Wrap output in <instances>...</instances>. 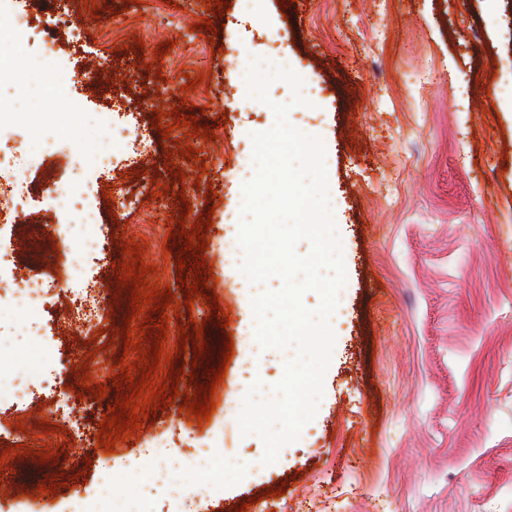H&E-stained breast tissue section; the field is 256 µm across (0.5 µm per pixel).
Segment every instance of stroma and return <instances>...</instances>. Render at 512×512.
I'll return each mask as SVG.
<instances>
[{"mask_svg":"<svg viewBox=\"0 0 512 512\" xmlns=\"http://www.w3.org/2000/svg\"><path fill=\"white\" fill-rule=\"evenodd\" d=\"M107 20H82L84 54L73 61L86 111L109 105L105 121L143 140L136 154H118L110 170H85L113 201L96 198L110 233L104 250L90 260L85 280L92 293L118 298L102 349L88 357L83 312L55 305L41 321L29 307L0 298V326L36 324L39 335L58 345L62 367L35 386L34 397L0 414V450L19 444L24 457L10 456L0 471V512L16 501L28 512H62L76 497L99 491L136 501L153 493L170 512L179 505L168 487L152 477L166 461L153 439L162 436L172 455L184 458L183 479L194 484V512H235L259 496L249 512H512V6L507 0H261L246 10L233 4L231 27L214 39L189 40L195 24L214 18L205 0H100ZM117 31L107 39L105 30ZM143 39L144 58L131 49ZM281 40L297 72L322 92L312 107L296 106L290 122L309 119L326 146L327 175L336 194L334 218L342 239L347 283L345 320L336 329L331 364L318 412L276 463L261 465L264 445L241 436L230 402H241L240 370L246 350L237 339L248 318L241 275L226 270L222 242L225 212L239 209L241 178L252 165L251 134L271 129V114H256L254 100L236 95L230 57L247 61L263 54L269 39ZM174 41L165 58L160 43ZM202 76L198 92L188 77ZM207 106H200L198 94ZM185 97L190 115L214 128L204 140L175 128L169 113ZM169 136L152 128L155 111ZM42 125L0 132V160L32 184V197L17 218L0 223V249L36 272L61 265L53 234L68 223L44 193L67 183L71 161L85 153L84 137H60L54 153L32 150ZM202 151L205 168L219 183L215 205L198 195V177L182 157L184 147ZM172 157L185 173V196L193 214L211 213L206 264L218 280L216 293L231 311L228 328L211 319L203 296L180 322L205 320L202 358L195 378L211 376L228 336L234 354L215 392L210 421L195 425L178 406L158 412L152 428H140L113 454L96 435L107 399L71 397L80 423L66 456L40 463L47 434L19 432L18 419L54 407L58 394L81 384L76 368L95 383L112 382L123 352L112 333L128 313L130 288H118L115 265L121 239L145 244L144 264H157L161 285L175 286V257L165 256L168 225L179 203L160 191L173 184L164 169ZM140 175L128 178L131 169ZM212 449L225 465H255L239 478L201 471L189 456ZM75 480L55 495L40 492L54 474ZM286 487L280 497L271 488Z\"/></svg>","mask_w":512,"mask_h":512,"instance_id":"1","label":"stroma"}]
</instances>
